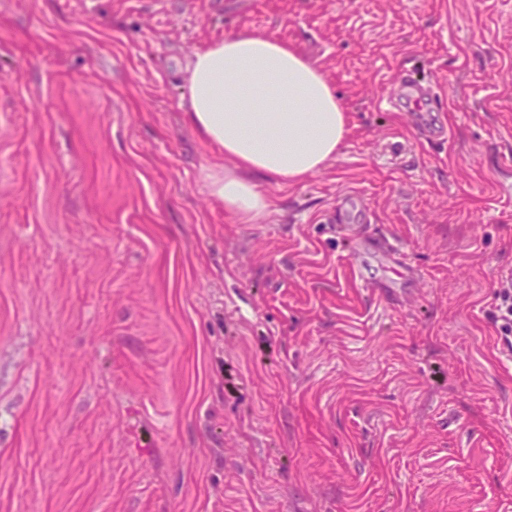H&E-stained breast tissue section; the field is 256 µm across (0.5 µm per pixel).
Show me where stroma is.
Returning a JSON list of instances; mask_svg holds the SVG:
<instances>
[{"instance_id": "35a3bbf8", "label": "stroma", "mask_w": 512, "mask_h": 512, "mask_svg": "<svg viewBox=\"0 0 512 512\" xmlns=\"http://www.w3.org/2000/svg\"><path fill=\"white\" fill-rule=\"evenodd\" d=\"M244 29L350 124L253 224L183 121ZM510 271L512 0H0V512H512ZM491 313L496 322L501 321L500 339L503 345L512 352V278L507 277L493 295Z\"/></svg>"}]
</instances>
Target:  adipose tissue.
<instances>
[{"label":"adipose tissue","instance_id":"obj_1","mask_svg":"<svg viewBox=\"0 0 512 512\" xmlns=\"http://www.w3.org/2000/svg\"><path fill=\"white\" fill-rule=\"evenodd\" d=\"M185 82V124L227 160L209 173L210 192L242 224L270 210L261 182H304L348 133L321 69L271 34L243 30L194 52Z\"/></svg>","mask_w":512,"mask_h":512}]
</instances>
